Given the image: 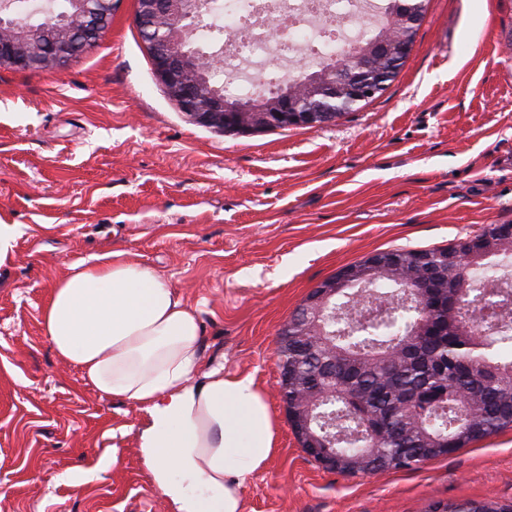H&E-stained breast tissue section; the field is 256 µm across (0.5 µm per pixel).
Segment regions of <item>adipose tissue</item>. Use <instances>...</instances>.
<instances>
[{
    "label": "adipose tissue",
    "mask_w": 512,
    "mask_h": 512,
    "mask_svg": "<svg viewBox=\"0 0 512 512\" xmlns=\"http://www.w3.org/2000/svg\"><path fill=\"white\" fill-rule=\"evenodd\" d=\"M56 354L148 416L139 454L178 512H243L242 490L276 452L255 376L201 371L196 309L148 265L114 251L69 266L41 314Z\"/></svg>",
    "instance_id": "adipose-tissue-1"
}]
</instances>
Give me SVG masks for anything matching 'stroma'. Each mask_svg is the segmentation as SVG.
Instances as JSON below:
<instances>
[{
	"label": "stroma",
	"mask_w": 512,
	"mask_h": 512,
	"mask_svg": "<svg viewBox=\"0 0 512 512\" xmlns=\"http://www.w3.org/2000/svg\"><path fill=\"white\" fill-rule=\"evenodd\" d=\"M120 0L67 66L0 70V512H175L137 442L145 415L60 361L41 329L72 264L111 251L200 311L202 366L254 373L277 451L244 512L512 505V428L412 470L348 475L301 447L275 387L277 330L375 251L512 224V0H427L398 76L336 124L250 135L193 124Z\"/></svg>",
	"instance_id": "1"
}]
</instances>
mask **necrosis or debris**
Listing matches in <instances>:
<instances>
[{"instance_id": "necrosis-or-debris-1", "label": "necrosis or debris", "mask_w": 512, "mask_h": 512, "mask_svg": "<svg viewBox=\"0 0 512 512\" xmlns=\"http://www.w3.org/2000/svg\"><path fill=\"white\" fill-rule=\"evenodd\" d=\"M385 0H210L198 40L224 46V89L264 95L300 68L347 54L375 30Z\"/></svg>"}]
</instances>
